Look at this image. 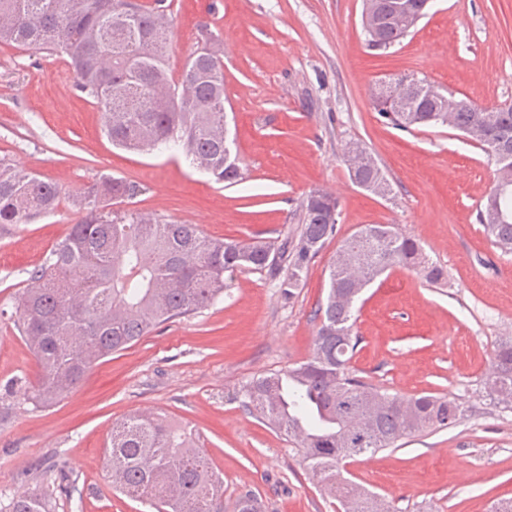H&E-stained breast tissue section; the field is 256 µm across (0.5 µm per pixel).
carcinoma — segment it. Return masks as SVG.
I'll use <instances>...</instances> for the list:
<instances>
[{
	"instance_id": "obj_1",
	"label": "carcinoma",
	"mask_w": 512,
	"mask_h": 512,
	"mask_svg": "<svg viewBox=\"0 0 512 512\" xmlns=\"http://www.w3.org/2000/svg\"><path fill=\"white\" fill-rule=\"evenodd\" d=\"M392 0H363L367 47L386 51L410 30L392 18ZM172 18L166 0H0V44L69 59L79 91L103 112L112 145L137 152L179 147L189 164L218 183L244 180L237 157L224 154V63L213 37L200 38L178 77L167 67ZM398 128L450 126L468 136L496 165L495 184H512V106L470 101L448 109V91L424 82L404 112L379 110ZM357 185L391 192L376 159L357 143L347 154ZM140 184L108 174L71 197L81 217L50 251L17 306L19 331L41 367L27 399L50 406L72 391L100 360L128 348L170 320L189 317L224 295V274L273 270L288 262L282 293L294 296L310 261L336 233V197L313 190L301 206L295 239L280 245L224 241L195 224L121 212L115 204L143 194ZM61 189L0 159V226L28 224L57 209ZM476 220L512 253V189L491 188ZM413 268L432 284L445 279L417 241L392 224H367L341 241L329 267L325 301L308 360L253 379L242 407L298 439L312 482L341 512H388L376 496L341 478L343 461L373 455L397 442L456 426L462 409L445 396L400 397L363 381L351 367L357 340L355 304L387 270ZM483 389L512 403V340L494 350ZM107 469L113 487L149 499L157 512H224L223 480L198 448L194 433L160 416L131 415L112 426ZM51 493L11 499L5 512H51Z\"/></svg>"
}]
</instances>
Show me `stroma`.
<instances>
[{
    "label": "stroma",
    "mask_w": 512,
    "mask_h": 512,
    "mask_svg": "<svg viewBox=\"0 0 512 512\" xmlns=\"http://www.w3.org/2000/svg\"><path fill=\"white\" fill-rule=\"evenodd\" d=\"M169 3L171 73L201 27L218 37L241 184L215 182L181 157L114 148L66 56L0 44V158L55 183L62 196L54 213L0 228V502L44 476L52 512H153L113 491L104 467L113 423L145 413L197 434L224 479L225 507L247 491L262 512H336L309 479L297 441L248 414L238 390L309 357L332 257L365 224L397 225L447 282L396 268L367 288L355 307L352 366L392 394L455 399L463 417L349 460L346 477L390 512H492L512 500V408L482 392L497 341L512 336V254L475 222L494 165L453 128L388 124L371 97L378 85L413 76L480 106L512 103V0H435L384 52L366 45L362 0ZM354 143L385 172L388 198L351 182L344 155ZM102 174L144 186L135 210L227 241L282 242L314 189H334L340 217L293 298L268 271L235 272L214 305L157 326L100 361L71 393L37 407L24 393L41 369L16 328V307L31 273L79 219L69 196Z\"/></svg>",
    "instance_id": "1"
}]
</instances>
